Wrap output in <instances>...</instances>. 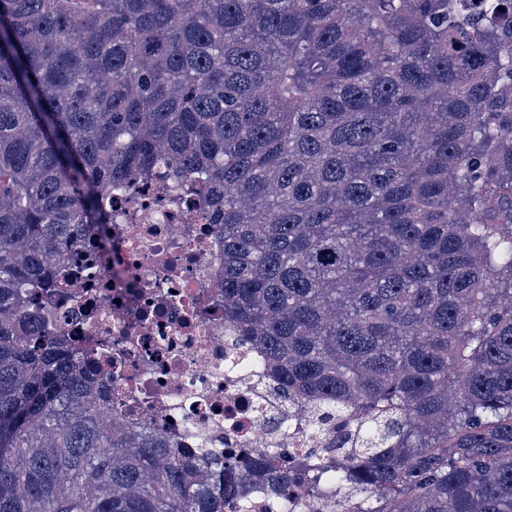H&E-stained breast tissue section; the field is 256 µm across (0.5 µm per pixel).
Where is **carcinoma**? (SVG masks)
I'll return each mask as SVG.
<instances>
[{
  "label": "carcinoma",
  "mask_w": 512,
  "mask_h": 512,
  "mask_svg": "<svg viewBox=\"0 0 512 512\" xmlns=\"http://www.w3.org/2000/svg\"><path fill=\"white\" fill-rule=\"evenodd\" d=\"M165 170L316 448L103 424L34 294ZM512 512V0H0V512Z\"/></svg>",
  "instance_id": "carcinoma-1"
}]
</instances>
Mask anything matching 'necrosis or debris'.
<instances>
[{
	"instance_id": "1",
	"label": "necrosis or debris",
	"mask_w": 512,
	"mask_h": 512,
	"mask_svg": "<svg viewBox=\"0 0 512 512\" xmlns=\"http://www.w3.org/2000/svg\"><path fill=\"white\" fill-rule=\"evenodd\" d=\"M61 275L44 324L89 351L84 369L108 391L103 423L146 427L183 454L309 447L258 352L224 324L223 246L196 197L141 180L112 201L108 255L87 239Z\"/></svg>"
}]
</instances>
